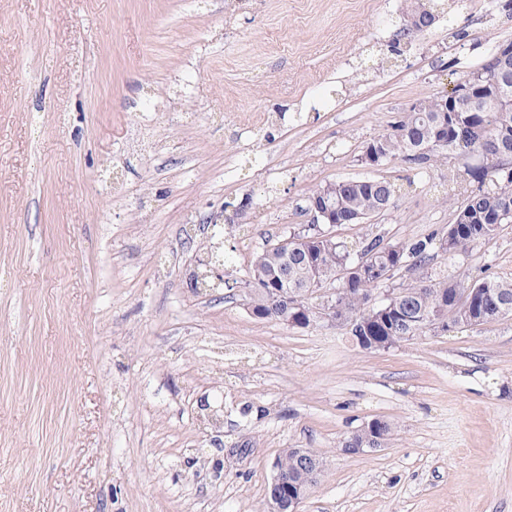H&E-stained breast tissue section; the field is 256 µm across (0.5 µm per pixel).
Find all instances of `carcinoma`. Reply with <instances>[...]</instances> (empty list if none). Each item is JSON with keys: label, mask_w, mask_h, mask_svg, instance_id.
<instances>
[{"label": "carcinoma", "mask_w": 512, "mask_h": 512, "mask_svg": "<svg viewBox=\"0 0 512 512\" xmlns=\"http://www.w3.org/2000/svg\"><path fill=\"white\" fill-rule=\"evenodd\" d=\"M509 96H487L480 112H442L439 98H424V111L416 112L406 122L366 143L383 154L381 163L394 159L428 169L450 153H473L486 159L483 170H457L448 176L446 200L455 203L454 185L469 177L471 190L456 203L453 223L444 233H432L407 241L390 242L381 235L367 237L354 250L346 242L326 239L308 231L309 243L297 253L281 254L267 245L246 271V285L255 303L256 318L280 320L275 291L287 289L296 307L292 311L304 316L305 327L314 321L319 297L312 282H326L337 275L343 260L370 256L376 265L421 268L439 251L448 258L495 239L504 225L512 224V178L505 177L497 165L502 157L512 156V82ZM491 187H486V183ZM395 196L394 184L363 179L336 181V225L362 224L390 207ZM387 286L372 275L358 277L337 288L338 316L353 338L369 336L380 344L397 345L410 336H424L431 317L443 313L448 329L491 324L512 316V280L487 275L470 284L447 276L426 275L398 286L399 295L391 312L369 311L371 292ZM396 432L393 422L377 419L369 429H360L342 441L344 448H366L376 443L387 446ZM308 455L314 469L324 471V459L309 448H286L277 456L279 470L287 475L302 495L312 484L302 475V457Z\"/></svg>", "instance_id": "obj_1"}]
</instances>
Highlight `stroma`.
<instances>
[{
	"instance_id": "1",
	"label": "stroma",
	"mask_w": 512,
	"mask_h": 512,
	"mask_svg": "<svg viewBox=\"0 0 512 512\" xmlns=\"http://www.w3.org/2000/svg\"><path fill=\"white\" fill-rule=\"evenodd\" d=\"M408 2L0 0V512H266L286 448L325 460L301 512H512V317L366 350L244 305L316 186L395 184L350 244L451 223L447 167L361 151L512 12L466 0L400 41ZM217 224L226 284L198 288ZM429 269L512 279V224ZM376 418L396 439L343 453Z\"/></svg>"
}]
</instances>
